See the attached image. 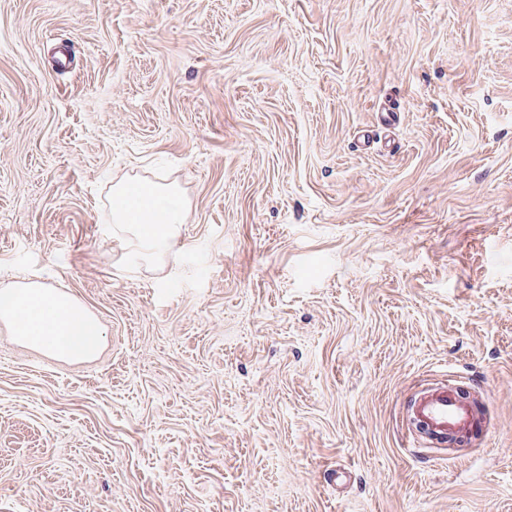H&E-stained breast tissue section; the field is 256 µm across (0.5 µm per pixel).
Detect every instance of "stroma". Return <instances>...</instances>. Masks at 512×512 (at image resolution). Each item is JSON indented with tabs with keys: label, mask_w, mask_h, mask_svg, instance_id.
<instances>
[{
	"label": "stroma",
	"mask_w": 512,
	"mask_h": 512,
	"mask_svg": "<svg viewBox=\"0 0 512 512\" xmlns=\"http://www.w3.org/2000/svg\"><path fill=\"white\" fill-rule=\"evenodd\" d=\"M188 203L127 262L112 188ZM0 512H512V0H0ZM456 378L493 427L418 445ZM1 295L5 298L0 300V314L11 315L18 335L35 345L48 336L57 355L87 358L104 343L105 332L97 321L68 296L55 295L52 288Z\"/></svg>",
	"instance_id": "1"
}]
</instances>
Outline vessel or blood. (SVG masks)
<instances>
[{
    "mask_svg": "<svg viewBox=\"0 0 512 512\" xmlns=\"http://www.w3.org/2000/svg\"><path fill=\"white\" fill-rule=\"evenodd\" d=\"M411 410L427 435L469 438L481 435L483 424L475 400L460 395L452 385L429 388L415 396Z\"/></svg>",
    "mask_w": 512,
    "mask_h": 512,
    "instance_id": "vessel-or-blood-1",
    "label": "vessel or blood"
}]
</instances>
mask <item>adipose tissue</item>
<instances>
[{"instance_id":"adipose-tissue-1","label":"adipose tissue","mask_w":512,"mask_h":512,"mask_svg":"<svg viewBox=\"0 0 512 512\" xmlns=\"http://www.w3.org/2000/svg\"><path fill=\"white\" fill-rule=\"evenodd\" d=\"M185 220V202L174 186L132 180L112 189V222L125 235L129 259L150 262L165 255L177 244ZM1 313L11 315L18 335L31 343L49 337L62 357H90L105 339L104 330L80 305L49 288L6 293Z\"/></svg>"}]
</instances>
